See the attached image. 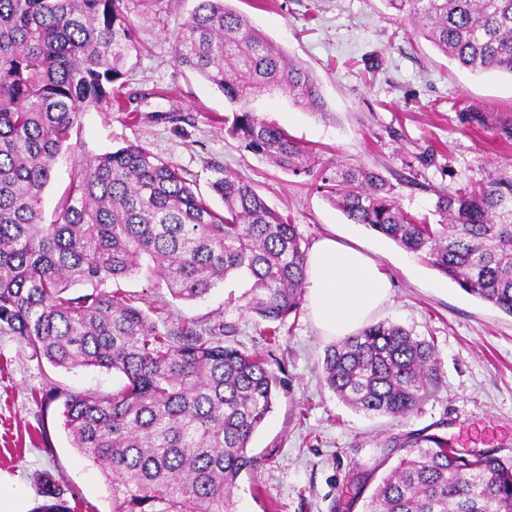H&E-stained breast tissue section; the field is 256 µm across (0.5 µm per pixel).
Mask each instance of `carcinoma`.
<instances>
[{
	"label": "carcinoma",
	"mask_w": 512,
	"mask_h": 512,
	"mask_svg": "<svg viewBox=\"0 0 512 512\" xmlns=\"http://www.w3.org/2000/svg\"><path fill=\"white\" fill-rule=\"evenodd\" d=\"M129 0H0V332L57 367L123 376L107 394H67L71 444L99 467L112 512H236L234 489L259 457L252 438L280 380L257 353L224 345V325L159 328L136 297L94 291L138 273L143 257L172 296L194 301L229 278L275 338L300 310L302 239L290 217L226 170L216 211L181 170L129 144L79 161L46 224L42 192L82 113L107 100L136 48ZM414 33L472 72L512 74V0H383ZM177 65L224 95V130L243 150L317 188L348 220L380 233L466 293L512 315V175L440 193L431 223L405 212L396 185L361 165L316 167L318 152L255 112L282 92L325 111L308 69L274 46L228 0H197L173 34ZM435 344L388 322L329 346L323 381L347 406L393 418L437 384ZM365 512H512V463L406 436ZM33 512H73L50 479Z\"/></svg>",
	"instance_id": "carcinoma-1"
}]
</instances>
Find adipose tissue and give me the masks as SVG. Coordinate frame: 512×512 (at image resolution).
I'll list each match as a JSON object with an SVG mask.
<instances>
[{"label": "adipose tissue", "mask_w": 512, "mask_h": 512, "mask_svg": "<svg viewBox=\"0 0 512 512\" xmlns=\"http://www.w3.org/2000/svg\"><path fill=\"white\" fill-rule=\"evenodd\" d=\"M306 270L310 313L327 336L351 335L390 295L389 279L376 261L332 236L312 245Z\"/></svg>", "instance_id": "ef3b65f1"}]
</instances>
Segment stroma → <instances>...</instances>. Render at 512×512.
I'll use <instances>...</instances> for the list:
<instances>
[{
  "mask_svg": "<svg viewBox=\"0 0 512 512\" xmlns=\"http://www.w3.org/2000/svg\"><path fill=\"white\" fill-rule=\"evenodd\" d=\"M196 0L132 4L136 48L120 93L126 109L84 112L80 129L53 166L43 209L53 215L85 157L138 144L179 167L213 206L212 181L230 170L267 204L291 217L305 246L325 234L373 254L390 278L391 297L375 314L434 341L439 377L408 416H368L347 407L323 382L326 348L334 344L308 308L288 317L279 340H264L263 322L239 308L242 286L218 283L196 301L172 297L147 272L107 283L143 298L160 326L191 319L230 325L226 345L263 355L281 380L271 412L250 448L260 459L242 476L239 512H364L350 480L399 456L393 437L435 434L449 447L495 451L512 460V316L461 290L395 244L377 252L379 234L349 221L310 177L285 173L240 149L221 122L223 95L173 58L171 32ZM275 44L308 67L326 109L310 112L281 94L252 107L321 152L330 166L361 163L397 185L405 210L428 215L438 193L485 183L512 167V143L461 120L465 112L512 116V75L474 74L415 34L382 0H234ZM118 374L97 367L65 369L32 355L17 337L0 333V477L13 481L29 506L39 501L38 476L52 475L77 512H112L102 473L72 447L59 402L45 390L111 392Z\"/></svg>",
  "mask_w": 512,
  "mask_h": 512,
  "instance_id": "35a3bbf8",
  "label": "stroma"
}]
</instances>
